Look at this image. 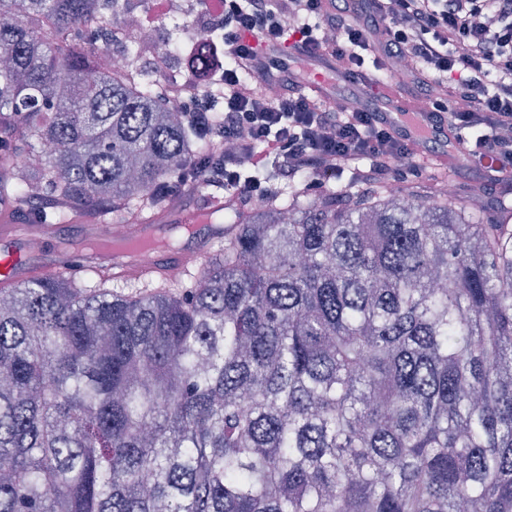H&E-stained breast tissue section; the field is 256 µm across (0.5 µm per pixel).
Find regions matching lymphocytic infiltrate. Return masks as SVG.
I'll return each instance as SVG.
<instances>
[{
  "instance_id": "1",
  "label": "lymphocytic infiltrate",
  "mask_w": 512,
  "mask_h": 512,
  "mask_svg": "<svg viewBox=\"0 0 512 512\" xmlns=\"http://www.w3.org/2000/svg\"><path fill=\"white\" fill-rule=\"evenodd\" d=\"M207 93L184 102L194 125L224 155L189 166L182 181L224 185L240 201L265 198L296 174L320 189L352 171L363 189L417 169L416 147L376 113L312 98L297 74L272 58L289 47L297 63L334 59L362 89L402 64L412 104L464 152L512 169V0H222ZM224 115L210 129L208 115Z\"/></svg>"
}]
</instances>
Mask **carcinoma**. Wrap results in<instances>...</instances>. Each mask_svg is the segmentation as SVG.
Listing matches in <instances>:
<instances>
[{"mask_svg":"<svg viewBox=\"0 0 512 512\" xmlns=\"http://www.w3.org/2000/svg\"><path fill=\"white\" fill-rule=\"evenodd\" d=\"M118 2L0 0V199L50 224H140L214 151L99 68ZM305 183L158 286L0 285V512H512V207Z\"/></svg>","mask_w":512,"mask_h":512,"instance_id":"1","label":"carcinoma"}]
</instances>
